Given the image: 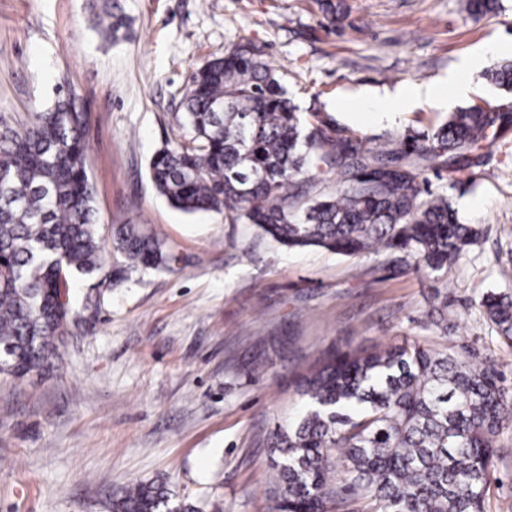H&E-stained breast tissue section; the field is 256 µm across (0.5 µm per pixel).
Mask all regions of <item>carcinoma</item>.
<instances>
[{"label":"carcinoma","mask_w":512,"mask_h":512,"mask_svg":"<svg viewBox=\"0 0 512 512\" xmlns=\"http://www.w3.org/2000/svg\"><path fill=\"white\" fill-rule=\"evenodd\" d=\"M100 34L126 27L114 0H91ZM490 80L512 93V61ZM69 92L51 107L0 132V374L39 369L75 318L97 315L102 253L125 267L167 269L168 243L142 224L95 220L86 162L89 113ZM179 126L188 142L151 158L158 193L184 213L224 214L254 224L292 249L344 256L412 257L430 273L455 265L480 230L459 221L448 197L423 177L441 160L453 181L474 153L512 144L502 131L512 112L471 105L448 114L432 134L392 147L366 141L315 110L303 116L282 78L248 45L214 58L189 77ZM336 175V192L312 198V184ZM98 279L77 294L80 280ZM488 326L512 345V289L479 299ZM437 350L405 340L371 349L329 351L298 383L305 404L270 438L276 456L271 512H338L353 498L367 512H484L497 443L512 429V388L490 354ZM198 512L175 504L162 482L112 495L106 512Z\"/></svg>","instance_id":"1"}]
</instances>
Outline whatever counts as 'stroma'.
Here are the masks:
<instances>
[{"instance_id":"35a3bbf8","label":"stroma","mask_w":512,"mask_h":512,"mask_svg":"<svg viewBox=\"0 0 512 512\" xmlns=\"http://www.w3.org/2000/svg\"><path fill=\"white\" fill-rule=\"evenodd\" d=\"M118 41L94 28L87 0H0V120L26 119L67 91L82 100L88 173L104 230L133 222L164 238L173 270L105 271L121 279L99 314L72 329L28 375H0V512H105L127 485L165 482L201 512H270L269 442L301 406L296 381L326 350L453 337L493 353L512 387V347L476 304L512 289V166L476 152L456 184L427 168L481 239L451 269L424 274L374 256L290 249L251 224L183 213L156 191V150L184 139L175 115L190 72L248 43L300 112L319 108L366 142L437 128L449 110L496 103L487 76L468 96L421 104L391 121L349 122L359 89L438 84L462 57L512 42V0L475 16L466 0H341L328 20L316 0H118ZM448 298L451 327L430 312ZM485 512H512V431L500 439Z\"/></svg>"}]
</instances>
